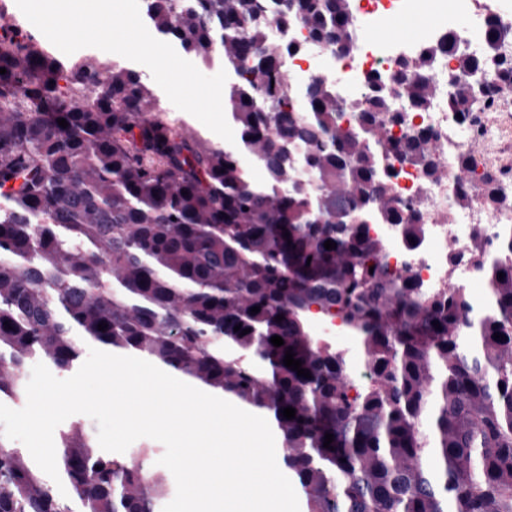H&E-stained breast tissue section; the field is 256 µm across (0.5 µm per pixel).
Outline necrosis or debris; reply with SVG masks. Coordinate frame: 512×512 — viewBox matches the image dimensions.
<instances>
[{
    "instance_id": "obj_1",
    "label": "necrosis or debris",
    "mask_w": 512,
    "mask_h": 512,
    "mask_svg": "<svg viewBox=\"0 0 512 512\" xmlns=\"http://www.w3.org/2000/svg\"><path fill=\"white\" fill-rule=\"evenodd\" d=\"M407 7V0H353L358 18V45L354 52L337 60L339 76L336 89L340 95L360 92L367 75L386 73L402 62L413 61L429 44L455 37L462 50H470L475 39L471 24L469 0H446L434 15L430 25L419 28L412 39L399 42L389 39L388 31L395 28ZM394 108L406 115L407 121L432 130L436 135L437 160L447 170H454V160L469 151L475 139H484L488 148H495L493 133H480L474 124L458 120L449 112L443 99H435L422 112L412 111L408 102L395 100ZM454 179L440 183L428 181L422 168L404 165L395 184V193L402 200L419 198L423 221L430 229L416 251L402 249L391 225L375 224L372 234L387 243L385 260L396 272L414 276L425 288L444 286L467 291L481 287L482 281L469 262L449 265L450 251L465 248L473 234L493 242L504 224H512V206L491 209L475 202L464 208L453 205Z\"/></svg>"
}]
</instances>
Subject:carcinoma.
<instances>
[{
    "instance_id": "carcinoma-1",
    "label": "carcinoma",
    "mask_w": 512,
    "mask_h": 512,
    "mask_svg": "<svg viewBox=\"0 0 512 512\" xmlns=\"http://www.w3.org/2000/svg\"><path fill=\"white\" fill-rule=\"evenodd\" d=\"M140 16L203 67L217 56L233 70L224 106L238 147L163 114L124 57L64 60L0 6V401L27 400L30 362L64 374L92 346L133 353L269 412L306 512H512V224L491 254L475 235L449 255L487 281L477 307L464 292L395 274L369 230L392 224L408 249L428 231L393 188L403 164L432 181L446 167L433 161L429 129L388 131L405 124L391 104L401 97L420 111L442 95L429 71L453 42L373 74L346 99L321 78L300 90L286 81L282 59L304 45L270 39L267 26L298 24L307 41L346 55L351 0H140ZM483 35L487 54L455 55L448 83V108L465 118L512 87V62L492 63L507 35L495 14ZM300 164L314 180L299 181ZM457 166L471 176L454 187L455 203L512 204L474 156ZM314 307L358 338L368 384L313 335ZM289 349L311 377L284 365ZM155 455L142 444L105 456L73 423L56 453L68 502L0 436V512H160L167 482Z\"/></svg>"
}]
</instances>
